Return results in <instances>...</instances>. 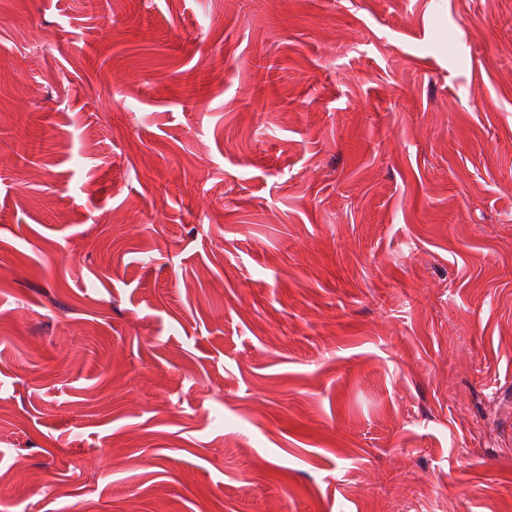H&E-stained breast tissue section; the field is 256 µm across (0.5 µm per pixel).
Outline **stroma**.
<instances>
[{
	"label": "stroma",
	"instance_id": "stroma-1",
	"mask_svg": "<svg viewBox=\"0 0 512 512\" xmlns=\"http://www.w3.org/2000/svg\"><path fill=\"white\" fill-rule=\"evenodd\" d=\"M512 512V0H0V512Z\"/></svg>",
	"mask_w": 512,
	"mask_h": 512
}]
</instances>
